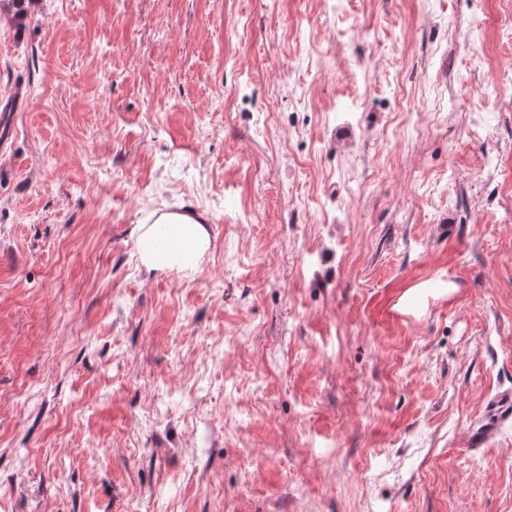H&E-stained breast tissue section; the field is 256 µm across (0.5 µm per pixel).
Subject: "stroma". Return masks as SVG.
Here are the masks:
<instances>
[{
  "mask_svg": "<svg viewBox=\"0 0 512 512\" xmlns=\"http://www.w3.org/2000/svg\"><path fill=\"white\" fill-rule=\"evenodd\" d=\"M512 0H33L0 29V512H512ZM196 213L195 268L138 225ZM153 228L146 227L144 224L138 226V235L136 239L137 251L142 262L150 269L158 266V260L153 248Z\"/></svg>",
  "mask_w": 512,
  "mask_h": 512,
  "instance_id": "35a3bbf8",
  "label": "stroma"
}]
</instances>
